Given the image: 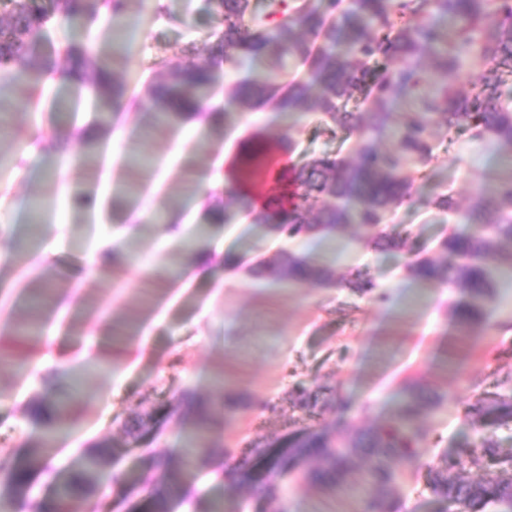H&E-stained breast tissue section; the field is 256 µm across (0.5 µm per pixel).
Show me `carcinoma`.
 <instances>
[{
  "label": "carcinoma",
  "mask_w": 512,
  "mask_h": 512,
  "mask_svg": "<svg viewBox=\"0 0 512 512\" xmlns=\"http://www.w3.org/2000/svg\"><path fill=\"white\" fill-rule=\"evenodd\" d=\"M59 2L66 14L93 15L102 9L113 16L125 13V0ZM337 4L338 0L301 4L265 0L257 11L251 0H206V9L217 23L212 54L264 65L239 79L224 105L212 110L214 124H229L243 107L268 106L290 117L316 112L330 131L357 134L353 160L316 155L280 179L275 176L277 143L271 141L243 161L239 180L268 200L267 208L252 216L269 235L307 240L315 235L333 237L344 227L357 225L375 230L368 240L373 248L391 250L398 247V240L379 226L411 200L412 169L432 161L440 126L467 125L474 138L493 142L512 163V111L499 102L495 85L487 83L471 95H460L448 85V77L468 65L512 60V0H352L338 20L333 18ZM427 5L448 25L417 23ZM4 12L9 22L0 28V64L13 68L14 76L11 84L0 87V104L16 95L35 96L52 71L49 64L32 63L36 46L47 37L49 11L36 0H0V14ZM63 55L62 77L74 85L85 84L89 79L82 51L69 44ZM424 55L432 59L438 77L434 93L422 99L419 111L404 112L392 123L391 103L412 92L421 74L411 64L390 69L388 62L394 58L413 62ZM287 58L304 66V71L288 75L283 65ZM91 80L102 110L114 112L122 106L127 84L116 68H100ZM212 82L211 66L192 58L166 69L162 81L147 86L146 108L172 126L186 115L203 112ZM351 101L358 106L348 107ZM384 132L393 141L387 151L376 144ZM433 205L442 213L458 215L471 230L442 239V259L419 257L405 264L404 272L424 284L448 283L462 289L465 299L455 305L454 316L459 325L474 329L484 307L494 299L498 280L512 277V178L489 194L476 192L465 212L457 210L446 194L436 196ZM245 273L268 283L334 284L332 273L317 259L299 253L260 259ZM28 296L33 307H49L50 298L38 279L29 282ZM111 368L112 360L107 358L83 367L70 388L52 396L54 413L27 462L7 457L0 462L6 484L0 493V512H14L16 498L29 488L30 469L42 465L55 439L76 426L71 407L80 382ZM198 405L202 411L185 428L183 448L186 456L205 462L213 447L209 422L214 401L201 400ZM421 411L418 398L411 395L387 425L362 442L350 436L310 434L294 452L317 460L320 466L308 472V478L328 484L338 480L353 453L364 448L373 456L370 481L386 496L395 482L390 462L414 458L427 439L417 425ZM496 461V445L488 439L482 443L481 455L470 456L475 465ZM457 465L450 462L436 475V494L466 512H484L490 503L500 512H512V468L485 483L470 484L452 474ZM107 466L103 452L84 454L79 469L56 484L57 499L64 503L77 494L91 495L106 478Z\"/></svg>",
  "instance_id": "cac0c4a2"
}]
</instances>
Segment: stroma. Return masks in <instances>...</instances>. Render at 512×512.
Here are the masks:
<instances>
[{
	"instance_id": "stroma-1",
	"label": "stroma",
	"mask_w": 512,
	"mask_h": 512,
	"mask_svg": "<svg viewBox=\"0 0 512 512\" xmlns=\"http://www.w3.org/2000/svg\"><path fill=\"white\" fill-rule=\"evenodd\" d=\"M198 3L127 0L128 13L143 19L146 40L139 55L123 61L127 103L107 126L99 125L88 89L62 78L60 48L83 46L90 67H97L116 24L103 14L74 22L55 16L49 40L33 56L34 63L49 61L54 69L37 97L13 99L0 129V153L21 159L9 175H0V325L26 316L25 279L42 278L59 300L48 322L58 331L55 340L43 336L31 346L0 335V353L36 363L35 370L21 372L0 362V450L19 456L42 434L40 417L52 413L50 397L66 382V368L96 354L112 355L117 365L89 381L90 398L76 411V429L38 468L16 512H44L56 482L82 453L97 449L128 482L103 481L91 498L74 497L71 512H150L148 493L130 492L129 482L153 483L158 466H179L187 401L216 392L217 451L190 495L172 499L171 512H203L216 495L237 512H365L377 495L366 450L353 455L334 484L306 480L315 460L289 461L281 472L273 463L311 431L371 432L417 385L424 389L419 425L428 440L413 462L395 461L400 479L386 512H448L431 489L446 462H455L461 480L478 483L496 474L467 461L482 440H493L500 456H512V419L495 408L512 396V288L498 289L481 328L470 332L453 315L461 290L414 287L404 266L438 257L443 237L468 230L437 212L436 194L450 195L463 210L473 194L512 171L491 143L472 139L466 126L449 127L435 143L432 162L415 173L412 201L384 227L399 248L373 249L365 229L345 227L336 241L347 256L333 263L331 287L250 278L246 265L295 249V242L268 236L257 224H211L199 212L182 225L181 236L199 235L204 246L223 240L226 253L211 261L212 282L179 288L171 272L188 265V256L176 244L162 245L163 225L129 227L132 208H163L184 196L193 177L205 201L237 209L233 193L208 189L203 181L226 146L261 126L295 141L292 165L322 153L351 157L354 143L344 133H329L315 113L295 121L272 117L266 108L239 111L219 130L201 117L144 136L150 124L140 103L145 85L161 76L163 66L183 64L189 47H196L198 60H210L216 22L198 12ZM90 128L99 130V153L112 155V166L87 175L59 162L55 176H47L49 144L64 141L78 156ZM37 198L45 206L40 239L34 253H22L18 245ZM106 234L123 247L109 264L97 260ZM359 273L374 282L372 291L348 287ZM219 377L224 385L218 392Z\"/></svg>"
}]
</instances>
